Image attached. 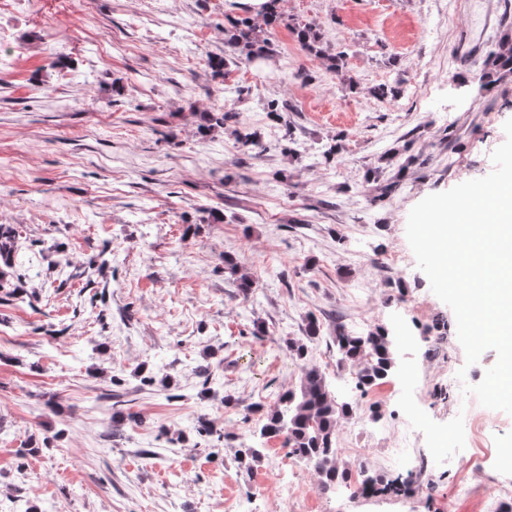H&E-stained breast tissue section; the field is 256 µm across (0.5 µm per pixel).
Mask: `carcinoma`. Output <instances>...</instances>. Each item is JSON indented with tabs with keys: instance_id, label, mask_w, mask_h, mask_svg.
I'll return each mask as SVG.
<instances>
[{
	"instance_id": "obj_1",
	"label": "carcinoma",
	"mask_w": 512,
	"mask_h": 512,
	"mask_svg": "<svg viewBox=\"0 0 512 512\" xmlns=\"http://www.w3.org/2000/svg\"><path fill=\"white\" fill-rule=\"evenodd\" d=\"M284 26L293 33L299 44L316 55H324L331 62L336 75L345 77L344 55L329 53L324 47L320 33L308 24L286 17L273 9L264 17V25H257L245 17L234 23L227 43L245 54L250 62L266 58L270 52L269 31ZM512 74V29L506 30L499 40L498 48L487 53L484 69L478 81L480 90L492 87L503 77ZM238 143L249 153L256 149L266 150L261 136L256 131L244 130L237 133ZM16 252L15 231L0 226V260L4 269L0 271V300L16 295L18 289L9 288L8 272L11 258ZM225 269L238 276V288L244 296L252 293L253 281L240 273L239 268L229 259H224ZM320 337V326L312 319L306 332L307 342ZM307 342L288 340L289 357L303 362L295 388L281 394L274 405L268 407L262 417L259 442L241 450L240 462L261 461L265 446L278 440L288 449V454L302 463L315 465L320 476L319 489L328 492L351 484L352 473L339 465L336 449V426L340 418L349 416L353 408L341 403L325 373L315 364L308 363ZM333 345L340 355L339 362L351 363L356 368V389L365 393L385 382L396 369V357L388 332L378 326L364 334H352L342 330L332 337ZM197 438L196 445L216 448L224 441V432L211 422L199 417L191 427ZM361 485L367 490L381 487L400 495L409 488L410 480L396 476L368 474L361 470Z\"/></svg>"
}]
</instances>
